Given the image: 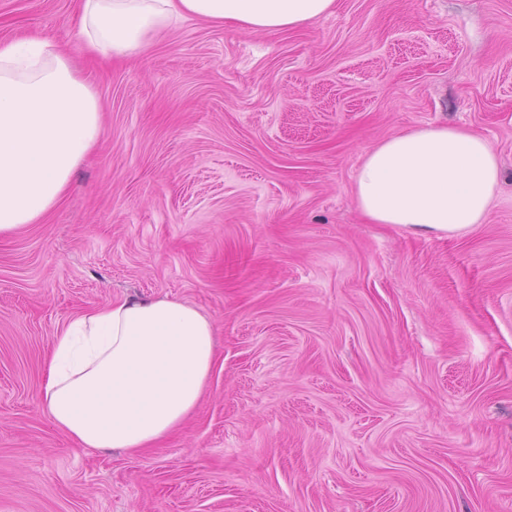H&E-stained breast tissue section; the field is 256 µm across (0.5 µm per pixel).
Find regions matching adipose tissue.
<instances>
[{"instance_id": "obj_1", "label": "adipose tissue", "mask_w": 512, "mask_h": 512, "mask_svg": "<svg viewBox=\"0 0 512 512\" xmlns=\"http://www.w3.org/2000/svg\"><path fill=\"white\" fill-rule=\"evenodd\" d=\"M336 0H79L85 51L121 58L188 18L248 32L284 31L331 13ZM101 108L90 83L49 39L0 40V234L39 223L95 146ZM501 180L489 142L463 127L429 125L362 156L353 199L374 224L461 233L484 223ZM215 359L210 318L176 299L116 301L58 331L43 406L83 448L136 452L195 412Z\"/></svg>"}]
</instances>
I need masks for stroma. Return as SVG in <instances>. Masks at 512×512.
Here are the masks:
<instances>
[{
	"mask_svg": "<svg viewBox=\"0 0 512 512\" xmlns=\"http://www.w3.org/2000/svg\"><path fill=\"white\" fill-rule=\"evenodd\" d=\"M78 0H0L93 86L98 143L0 237V512H512V0H336L314 24L187 19L88 59ZM453 124L503 182L484 223H368L363 153ZM169 297L212 318L199 407L136 455L76 447L40 387L59 329Z\"/></svg>",
	"mask_w": 512,
	"mask_h": 512,
	"instance_id": "stroma-1",
	"label": "stroma"
}]
</instances>
